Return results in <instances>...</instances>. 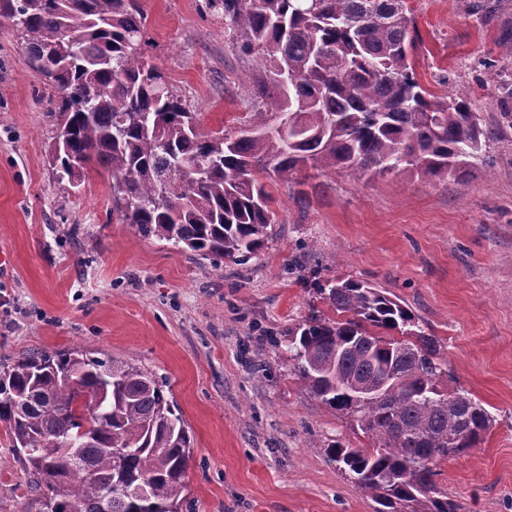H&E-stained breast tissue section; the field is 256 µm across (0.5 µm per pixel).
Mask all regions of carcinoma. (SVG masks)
Wrapping results in <instances>:
<instances>
[{"label": "carcinoma", "mask_w": 512, "mask_h": 512, "mask_svg": "<svg viewBox=\"0 0 512 512\" xmlns=\"http://www.w3.org/2000/svg\"><path fill=\"white\" fill-rule=\"evenodd\" d=\"M260 57L262 106L231 137L206 127L145 51L139 0H0V27L20 31L56 93L49 161L79 188L88 170L112 177V209L145 237L202 258L244 261L268 241L273 198L262 177L302 169L361 175L464 177L496 138L468 95L441 99L412 66L405 0H211ZM211 155L202 179L187 167ZM336 319L288 330V358L322 403L361 422L371 448L329 455L372 494L375 512H455L432 465L476 448L493 418L448 390L436 340L395 296L355 279L315 288ZM384 385L356 404L353 390ZM152 371L75 348L24 356L0 375V420L44 490L42 512H181L191 435ZM125 451L111 455L107 448Z\"/></svg>", "instance_id": "cac0c4a2"}]
</instances>
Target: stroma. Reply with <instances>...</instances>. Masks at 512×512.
Listing matches in <instances>:
<instances>
[{"label": "stroma", "mask_w": 512, "mask_h": 512, "mask_svg": "<svg viewBox=\"0 0 512 512\" xmlns=\"http://www.w3.org/2000/svg\"><path fill=\"white\" fill-rule=\"evenodd\" d=\"M147 52L213 129L256 102L255 56L209 0H140ZM414 67L431 92L465 91L497 138L462 178L403 173L268 182L276 222L245 262L201 258L122 223L111 179L81 193L47 154L53 90L19 31L0 29V371L77 347L169 383L193 440L191 512H375L328 450L368 448L358 424L311 395L288 328L328 315L315 282H371L403 300L448 363V386L493 416L487 440L434 467L456 512H512V0H407ZM73 224L75 237L59 228ZM0 420V512H39Z\"/></svg>", "instance_id": "35a3bbf8"}]
</instances>
